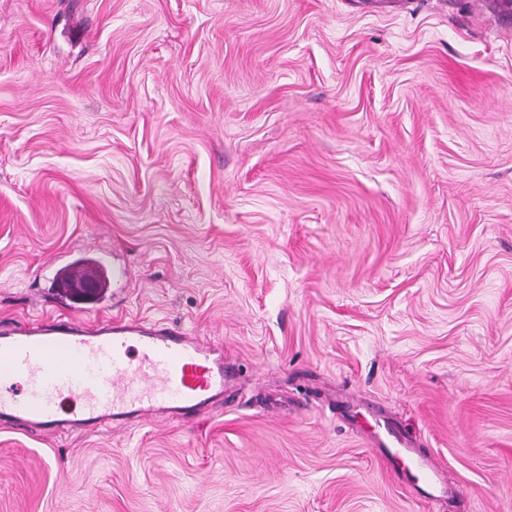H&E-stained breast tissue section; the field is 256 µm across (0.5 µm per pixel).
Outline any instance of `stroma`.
Instances as JSON below:
<instances>
[{
  "label": "stroma",
  "instance_id": "35a3bbf8",
  "mask_svg": "<svg viewBox=\"0 0 512 512\" xmlns=\"http://www.w3.org/2000/svg\"><path fill=\"white\" fill-rule=\"evenodd\" d=\"M60 254L237 387L0 425V512H512V0H0V324ZM382 440H378V454L386 470L399 477L409 474L412 478V488L424 499L439 501L441 496L436 494L440 468L430 457H415L414 448H390ZM409 464H401L400 461ZM412 470L414 473H412Z\"/></svg>",
  "mask_w": 512,
  "mask_h": 512
}]
</instances>
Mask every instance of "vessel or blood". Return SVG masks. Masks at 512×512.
Wrapping results in <instances>:
<instances>
[{
    "label": "vessel or blood",
    "instance_id": "1",
    "mask_svg": "<svg viewBox=\"0 0 512 512\" xmlns=\"http://www.w3.org/2000/svg\"><path fill=\"white\" fill-rule=\"evenodd\" d=\"M67 319L22 322L0 330V424L55 430L65 401L79 408L68 425L91 432L144 415L194 416L235 383L214 344L173 324L110 318L88 322L87 308L57 293ZM390 432L378 454L395 476L436 500L440 468Z\"/></svg>",
    "mask_w": 512,
    "mask_h": 512
}]
</instances>
